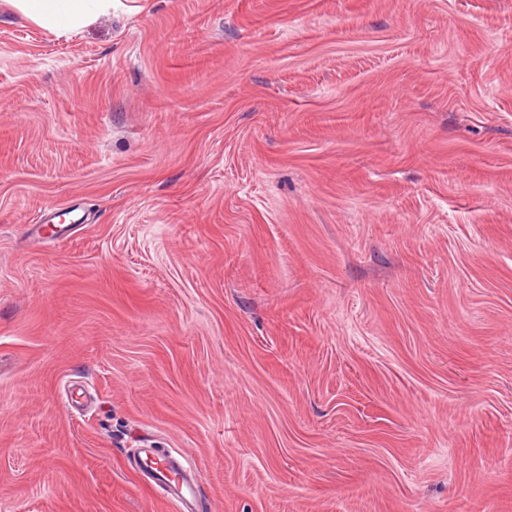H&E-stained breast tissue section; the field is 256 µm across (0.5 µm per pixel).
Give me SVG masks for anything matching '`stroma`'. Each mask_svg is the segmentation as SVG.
I'll return each instance as SVG.
<instances>
[{"label": "stroma", "instance_id": "stroma-1", "mask_svg": "<svg viewBox=\"0 0 512 512\" xmlns=\"http://www.w3.org/2000/svg\"><path fill=\"white\" fill-rule=\"evenodd\" d=\"M148 457L512 512V0H0V512H176ZM35 24L54 32L80 29L112 10V0H3Z\"/></svg>", "mask_w": 512, "mask_h": 512}]
</instances>
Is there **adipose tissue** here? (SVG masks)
Returning <instances> with one entry per match:
<instances>
[{
  "label": "adipose tissue",
  "mask_w": 512,
  "mask_h": 512,
  "mask_svg": "<svg viewBox=\"0 0 512 512\" xmlns=\"http://www.w3.org/2000/svg\"><path fill=\"white\" fill-rule=\"evenodd\" d=\"M35 24L54 32L80 29L108 14L112 0H6Z\"/></svg>",
  "instance_id": "ef3b65f1"
}]
</instances>
